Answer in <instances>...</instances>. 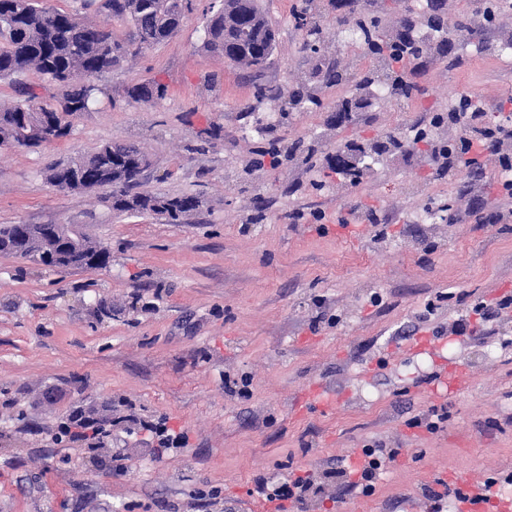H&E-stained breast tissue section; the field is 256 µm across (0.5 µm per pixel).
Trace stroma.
I'll list each match as a JSON object with an SVG mask.
<instances>
[{"label":"stroma","mask_w":512,"mask_h":512,"mask_svg":"<svg viewBox=\"0 0 512 512\" xmlns=\"http://www.w3.org/2000/svg\"><path fill=\"white\" fill-rule=\"evenodd\" d=\"M260 4L276 41L262 70L207 52L206 19L222 0H192L176 36L92 77L97 100L68 116L67 136L0 148V224H77L111 254L85 269L0 254V512H257L247 494L256 476L345 467L376 441L400 454L375 493L345 495L326 479L306 512H426L435 473L493 477L512 498V309L453 330L476 304L512 295V201L498 156L478 176L442 174L428 146L410 144L357 185L330 162L353 141L410 139L461 91L512 116V9L454 39L456 67L413 61L416 93L340 124L337 102L373 62L348 39L349 20L380 15L393 34L406 14L475 18L482 0ZM305 7L322 30L316 54L295 19ZM318 64L339 65L343 81L320 90L321 107L294 104ZM151 81L163 98H127ZM261 87L274 98L258 100ZM109 140L150 155L142 191L190 194L198 208L172 224L111 211L103 188L48 183L49 166ZM431 199L453 208L421 223ZM427 339L433 348L421 349ZM443 362L466 386L438 398ZM244 376L248 397L225 388ZM434 406L448 409L443 431L408 427ZM78 408L112 422L62 435ZM159 422L184 435L177 453H157L147 427Z\"/></svg>","instance_id":"obj_1"}]
</instances>
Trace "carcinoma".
Returning a JSON list of instances; mask_svg holds the SVG:
<instances>
[{
  "label": "carcinoma",
  "mask_w": 512,
  "mask_h": 512,
  "mask_svg": "<svg viewBox=\"0 0 512 512\" xmlns=\"http://www.w3.org/2000/svg\"><path fill=\"white\" fill-rule=\"evenodd\" d=\"M106 20L85 22L76 12H64L40 5V0H0V78H13L35 70L61 87L54 106L39 101L32 88L23 99L0 106V146L39 147L45 143L41 124L53 118L67 132L64 117L86 112L96 100L98 88L84 82L112 70L143 47L169 40L181 29L191 10V0H105L98 5ZM129 23L131 34L124 41L112 37L109 20ZM470 30L459 24L444 28L438 17L417 30L415 39L404 44L390 43L380 29V20L357 22L348 29L351 39L367 45L382 71L367 72L357 89L370 96L382 90L392 94L397 83L389 73L390 60L399 55L418 58L432 52L433 44L449 45L453 35ZM204 49L231 63L252 70L263 68L262 58L273 54L275 36L259 0H224L223 7L206 23ZM165 95L161 84L147 82L127 89L134 102ZM149 167L150 158L135 144L107 141L90 155L71 158L48 170V182L62 191H88L112 188L106 198L117 212L163 215L178 224L187 213L199 207L191 195L161 197L137 192L139 166ZM67 255L66 267L92 268L108 264L109 251L85 232L72 234L70 225L1 224L0 253L34 260Z\"/></svg>",
  "instance_id": "obj_1"
}]
</instances>
